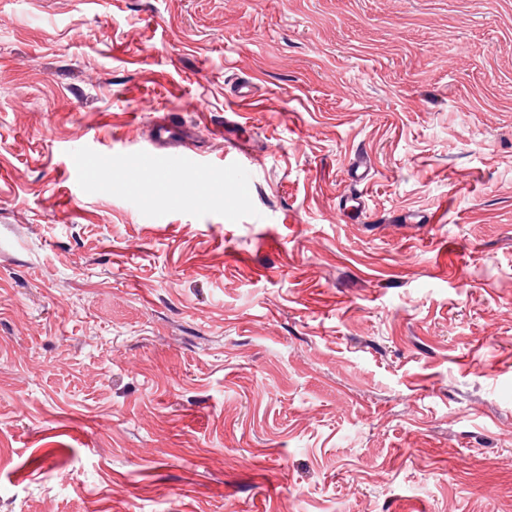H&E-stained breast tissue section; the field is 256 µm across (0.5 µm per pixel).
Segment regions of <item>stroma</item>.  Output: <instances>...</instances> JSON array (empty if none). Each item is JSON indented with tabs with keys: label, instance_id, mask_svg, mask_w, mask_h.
Masks as SVG:
<instances>
[{
	"label": "stroma",
	"instance_id": "35a3bbf8",
	"mask_svg": "<svg viewBox=\"0 0 512 512\" xmlns=\"http://www.w3.org/2000/svg\"><path fill=\"white\" fill-rule=\"evenodd\" d=\"M0 512H512V0H0ZM176 114L156 118L152 130L156 146L139 151L133 158V169L146 176L163 172L174 161L172 149L183 143L187 134L184 128L174 121ZM204 202V194L198 183L187 187L180 195L173 197L171 207L174 210H190Z\"/></svg>",
	"mask_w": 512,
	"mask_h": 512
}]
</instances>
